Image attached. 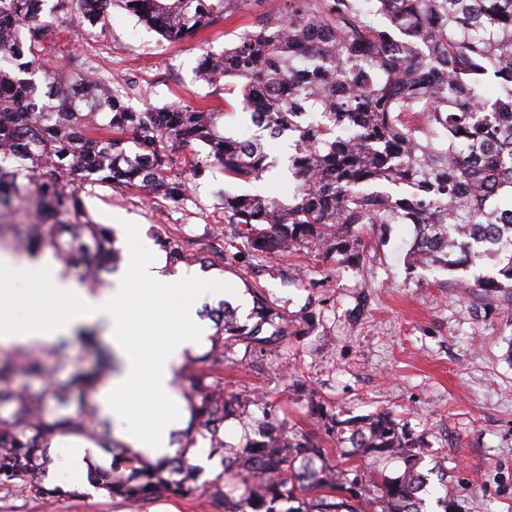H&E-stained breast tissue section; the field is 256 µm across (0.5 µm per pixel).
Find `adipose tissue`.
Returning a JSON list of instances; mask_svg holds the SVG:
<instances>
[{
  "label": "adipose tissue",
  "instance_id": "ef3b65f1",
  "mask_svg": "<svg viewBox=\"0 0 512 512\" xmlns=\"http://www.w3.org/2000/svg\"><path fill=\"white\" fill-rule=\"evenodd\" d=\"M134 276L148 288L139 305L129 301L127 279L98 294L76 287L50 256L31 258L0 250V344L50 345L85 324L101 325L118 359V369L100 391V412L127 450L159 460L173 454L171 435L189 414L174 385L186 351L208 333L193 297L205 287L197 270L166 273V260L141 238L128 243ZM65 311H57V302ZM140 413L129 417L128 403Z\"/></svg>",
  "mask_w": 512,
  "mask_h": 512
}]
</instances>
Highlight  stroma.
I'll return each instance as SVG.
<instances>
[{"label":"stroma","mask_w":512,"mask_h":512,"mask_svg":"<svg viewBox=\"0 0 512 512\" xmlns=\"http://www.w3.org/2000/svg\"><path fill=\"white\" fill-rule=\"evenodd\" d=\"M249 21L216 22L179 44H169L125 11L106 6L102 23L87 32L66 28L44 65L64 68L70 56H92L100 70L147 89L155 106L171 102L225 111L228 133L250 117L237 96L197 81L203 50L221 51ZM85 204L93 220L135 229L150 242L183 225L181 244L200 257L224 253L214 279L230 288L225 303L240 322L246 302L264 290L266 302L288 322L285 355H248L236 346L225 362L224 392H255L279 403L288 428L329 445L321 422L310 415L303 391L336 405L346 416L392 410L427 448L424 469L448 476V498L459 512L480 503L485 512H512V300L507 295L463 294L455 276L408 266L414 239L409 224L358 227L363 258H322L307 250L258 260L238 251L220 233L195 241L203 220L175 209L143 189L97 188ZM44 476L52 496L34 499L0 488V512H215L206 497L187 502L159 497L126 503L107 493L89 496L71 485L69 451L53 449Z\"/></svg>","instance_id":"stroma-1"}]
</instances>
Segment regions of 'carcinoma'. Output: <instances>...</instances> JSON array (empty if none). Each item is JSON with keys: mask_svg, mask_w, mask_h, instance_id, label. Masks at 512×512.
Here are the masks:
<instances>
[{"mask_svg": "<svg viewBox=\"0 0 512 512\" xmlns=\"http://www.w3.org/2000/svg\"><path fill=\"white\" fill-rule=\"evenodd\" d=\"M109 1L170 43L255 15L223 51H204L197 73L239 95L257 132L224 133L225 113L216 108L137 109L130 83L98 71L89 57H73L62 72L45 69L56 30L97 25ZM265 2L0 0V211L18 202L37 219L28 227L1 223L0 246L29 255L50 248L65 273L101 288L121 257L84 197L103 186L137 188L224 225L225 236L243 240L257 259L292 248L346 253L361 224H411L408 265L471 271L466 287L512 295V0H277L254 13ZM490 83L498 89L491 104ZM266 136L288 140L292 202L220 189L204 204L199 180L214 170L252 183L276 168ZM161 243L173 263L192 261L178 240ZM210 315V348L186 356L190 390L182 395L192 426L178 442L183 449L208 442L227 459L222 473L201 483L179 456L152 465L122 451L93 402L113 370L112 350L96 330L79 328L96 362L44 393L12 387L19 371L44 377L38 359L0 357V487L50 495L42 473L58 433L119 451L128 478L95 468L90 478L123 502L204 495L216 512H425L426 447L392 412L340 420L312 401L336 447L285 434L274 406L225 395L220 374L237 344L248 353L288 346V323L264 305L250 327L222 305ZM252 406L267 418L256 437L224 444L226 418H248ZM369 458L399 461L403 470L366 476Z\"/></svg>", "mask_w": 512, "mask_h": 512, "instance_id": "1", "label": "carcinoma"}]
</instances>
